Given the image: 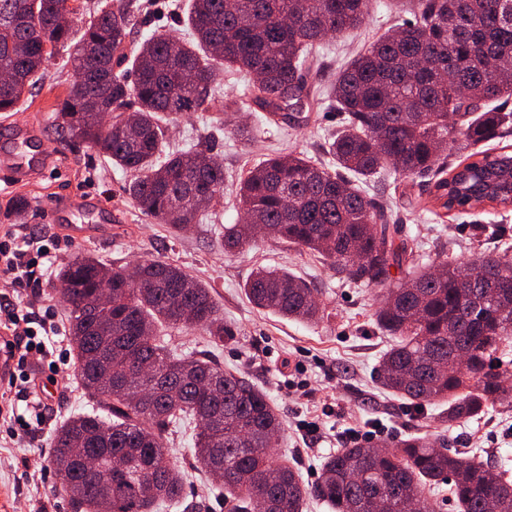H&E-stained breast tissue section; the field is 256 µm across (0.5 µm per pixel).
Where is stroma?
I'll use <instances>...</instances> for the list:
<instances>
[{
	"mask_svg": "<svg viewBox=\"0 0 512 512\" xmlns=\"http://www.w3.org/2000/svg\"><path fill=\"white\" fill-rule=\"evenodd\" d=\"M141 2L143 13L134 40H143L158 29L186 36V0ZM405 18L398 0H375L360 30L323 42L304 77L306 84L330 88L343 63ZM72 80L67 54L57 52L46 65L45 79L25 98L20 111L0 112V137L11 123L37 125L49 159L40 176L15 186L10 198H0V225H21L24 232L48 243L67 240L57 257L61 263L80 252L126 268L142 260H159L181 266L211 288L232 337L215 344L199 332H172L166 341L178 354L215 359L266 392L282 416V431L273 446L288 456L306 484L318 482L323 460L339 449V432L367 423L381 425L372 440L379 447L419 436L434 445L444 442L452 450L512 464V410L493 411L480 420L452 425L441 407H414L379 384L376 369L393 339L374 324L382 302L378 290L342 279L319 257L293 245L261 237L235 254L224 253L219 246L225 225L239 220L235 194L240 177L274 152L301 153L329 163L325 142L337 129L338 113L306 111L263 126L248 106L237 112H188L175 118L169 125L166 151L179 150L211 134L224 166L222 204L177 234L168 225L143 216L126 198L125 171L94 150L71 149L61 143L55 109ZM253 123L258 126L253 140L236 136L239 125ZM359 187L387 208L401 238L422 247L428 260H435L442 251L465 261L480 251L512 248V208L474 209L440 217L430 195V179L385 174L360 182ZM72 196L94 198L111 211V220L97 223L83 238L68 239L65 223L50 222L44 205ZM19 197L26 200L27 208L18 214L10 201ZM259 264L286 268L310 282L325 310L324 319L308 325L253 307L244 287ZM61 340L66 363L57 386L50 389L43 429L15 435L0 422V512H71L49 463L53 432L64 418L92 412L93 405L74 377L75 352L69 335H62ZM299 365L308 383L305 396L287 385L288 378L298 374L295 368ZM306 421L316 422L317 431L303 429ZM194 426V421L184 420L169 438L172 454L186 472L184 502L164 506L159 512H184L192 502L200 505L201 512H227L218 480L194 467Z\"/></svg>",
	"mask_w": 512,
	"mask_h": 512,
	"instance_id": "obj_1",
	"label": "stroma"
}]
</instances>
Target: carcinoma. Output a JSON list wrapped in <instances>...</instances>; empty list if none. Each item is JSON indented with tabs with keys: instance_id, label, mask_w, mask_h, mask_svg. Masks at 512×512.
I'll use <instances>...</instances> for the list:
<instances>
[{
	"instance_id": "obj_1",
	"label": "carcinoma",
	"mask_w": 512,
	"mask_h": 512,
	"mask_svg": "<svg viewBox=\"0 0 512 512\" xmlns=\"http://www.w3.org/2000/svg\"><path fill=\"white\" fill-rule=\"evenodd\" d=\"M66 0H0V66L15 82L0 85V112H15L39 84L54 52L67 51L74 80L56 109L61 142L88 147L130 173L124 191L146 216L176 232L220 203L224 167L206 138L159 159L167 122L184 112L235 110L242 105L217 92L230 68L248 82L250 102L263 112L301 113L311 51L328 35L360 29L373 0H189L190 39L156 30L131 39L137 0L99 4L76 32L57 23ZM131 57L129 73L114 65ZM512 97V0H414V18L344 63L326 98L341 125L326 152L336 169L308 158L275 154L255 165L239 186L244 219L224 225L221 247L234 253L258 232L314 252L342 277L385 290L378 328L395 343L381 357L384 388L416 407L448 406V422L483 418L512 408V359L496 356L512 340V256L482 252L459 262L438 256L443 275L397 240L384 210L342 173L371 178L383 172L434 178L435 200L448 212L459 196L482 206L473 190L479 176L512 168V154L482 153L452 166L468 146L503 139L512 113L493 103ZM112 115L103 125L96 113ZM396 269L399 276L392 275ZM488 270L493 285L469 283ZM91 256L60 268L76 352V376L85 396L114 420L83 414L66 419L53 437L51 465L75 512H154L182 498L183 478L167 446L181 420L196 421L194 457L200 468L224 473L228 512H303L312 494L331 512H371L386 500L390 512L407 502L435 512L443 483L459 512H512V471L420 437L383 451L364 444L326 458L310 487L286 456L269 451L281 430L266 393L212 358L180 355L157 338L159 328L203 330L224 341L211 290L172 264L145 260L139 279ZM112 284V306L96 299ZM249 301L283 318L316 322L324 316L310 284L283 268L258 267L245 284ZM155 366L165 385L143 375ZM120 456L125 467L86 472L80 458Z\"/></svg>"
}]
</instances>
